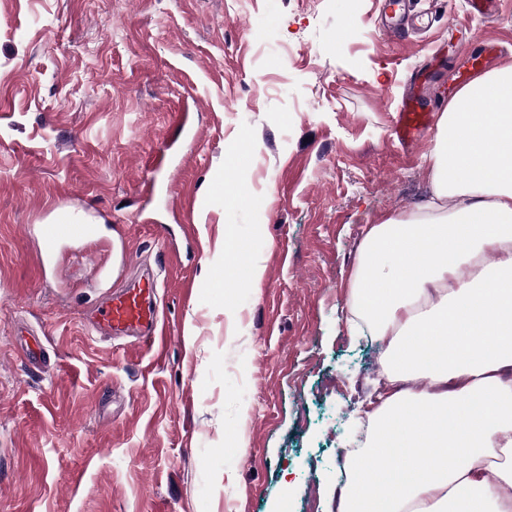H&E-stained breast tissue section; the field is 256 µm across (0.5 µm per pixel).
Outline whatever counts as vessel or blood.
Listing matches in <instances>:
<instances>
[{
  "instance_id": "vessel-or-blood-1",
  "label": "vessel or blood",
  "mask_w": 512,
  "mask_h": 512,
  "mask_svg": "<svg viewBox=\"0 0 512 512\" xmlns=\"http://www.w3.org/2000/svg\"><path fill=\"white\" fill-rule=\"evenodd\" d=\"M430 113L419 106L415 93H408L397 113L394 134L406 146L414 144L429 128ZM93 225L72 217H56L38 227V236L45 253L51 254L68 245L89 238ZM159 283L139 278L125 287L110 292L94 311V326L110 337H130L140 342L164 344L159 335Z\"/></svg>"
}]
</instances>
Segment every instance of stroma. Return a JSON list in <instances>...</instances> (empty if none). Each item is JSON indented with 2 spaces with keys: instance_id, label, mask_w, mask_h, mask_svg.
<instances>
[{
  "instance_id": "1",
  "label": "stroma",
  "mask_w": 512,
  "mask_h": 512,
  "mask_svg": "<svg viewBox=\"0 0 512 512\" xmlns=\"http://www.w3.org/2000/svg\"><path fill=\"white\" fill-rule=\"evenodd\" d=\"M409 7L395 42L376 0H0V512H336L385 351L343 318L357 244L430 194L406 79L437 114L460 50L512 60V0ZM61 213L95 233L49 255ZM228 249L259 287L215 290ZM128 257L163 349L88 322ZM430 124V113L421 110L418 96L410 91L397 112L394 135L402 145L410 146L420 138Z\"/></svg>"
}]
</instances>
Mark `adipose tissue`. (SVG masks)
Instances as JSON below:
<instances>
[{"label":"adipose tissue","mask_w":512,"mask_h":512,"mask_svg":"<svg viewBox=\"0 0 512 512\" xmlns=\"http://www.w3.org/2000/svg\"><path fill=\"white\" fill-rule=\"evenodd\" d=\"M426 163L430 198L370 225L350 274L386 384L336 512H512V63L456 92Z\"/></svg>","instance_id":"obj_1"}]
</instances>
